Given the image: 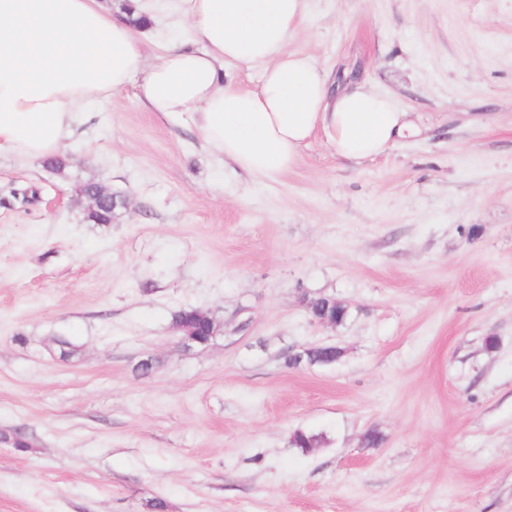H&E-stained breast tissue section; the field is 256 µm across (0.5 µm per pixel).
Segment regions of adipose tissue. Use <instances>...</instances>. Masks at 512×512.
Wrapping results in <instances>:
<instances>
[{"mask_svg": "<svg viewBox=\"0 0 512 512\" xmlns=\"http://www.w3.org/2000/svg\"><path fill=\"white\" fill-rule=\"evenodd\" d=\"M187 39L154 57L103 0H0V153L61 155L78 112L133 87L150 111L190 113L205 141L244 171L275 178L315 132L356 162L419 135L409 113L356 85L335 89L310 57L284 53L304 0H172ZM262 65L259 85L224 67Z\"/></svg>", "mask_w": 512, "mask_h": 512, "instance_id": "obj_1", "label": "adipose tissue"}]
</instances>
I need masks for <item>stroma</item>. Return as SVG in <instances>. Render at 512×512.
I'll use <instances>...</instances> for the list:
<instances>
[{"mask_svg":"<svg viewBox=\"0 0 512 512\" xmlns=\"http://www.w3.org/2000/svg\"><path fill=\"white\" fill-rule=\"evenodd\" d=\"M284 50L421 135L356 164L318 133L266 180L128 88L63 170L0 155V430L31 443L0 444V512H512V0H306ZM319 344L342 357L285 366Z\"/></svg>","mask_w":512,"mask_h":512,"instance_id":"1","label":"stroma"}]
</instances>
